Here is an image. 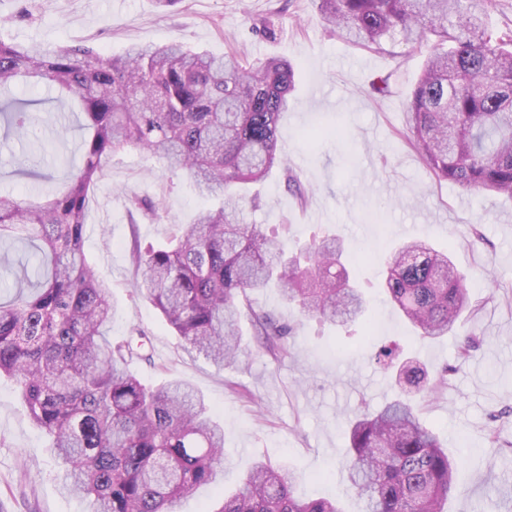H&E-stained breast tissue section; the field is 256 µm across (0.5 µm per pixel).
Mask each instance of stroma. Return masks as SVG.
Returning a JSON list of instances; mask_svg holds the SVG:
<instances>
[{"mask_svg": "<svg viewBox=\"0 0 512 512\" xmlns=\"http://www.w3.org/2000/svg\"><path fill=\"white\" fill-rule=\"evenodd\" d=\"M0 39L84 42L109 55L175 39L215 55L239 52L251 62L277 56L295 68L279 144L301 190L291 191L278 171L243 187L245 197L258 199L245 220L267 231L289 225L292 249L316 232L341 236L359 258L350 276L369 300V339L342 350L346 329L304 317L269 288L251 298L290 327L283 362L254 346L222 368L191 357L151 303L133 294L129 248L135 237L165 242L173 225L189 222L206 200L189 181H168L155 160L129 150L114 158L88 213L84 253L111 283L117 303L110 339L124 338L131 325L144 327L153 361L137 364L140 377L189 381L224 424V481L199 487L181 501L180 512L214 506L260 458L291 467L299 497L335 495L343 512H362L343 478L346 424L394 395L391 374L375 362L384 347L417 359L430 375L451 370L439 395L418 405L421 420L458 462L448 512H512V200L473 196L435 179L409 145L406 104L425 48L396 42L375 53L341 40L322 24L318 0H180L165 10L155 0H0ZM15 94L42 99L40 141L28 151L0 141V161L24 152L46 172L79 166L82 130L59 128L57 105L46 102L43 88L22 85ZM335 118L337 135L306 137V130ZM131 192L149 204L163 202L160 219L130 215L125 196ZM404 224L447 251L469 277L475 309L448 336L420 337L381 287L380 256L403 241ZM464 331L477 338L465 359L458 349ZM492 429L500 436L494 446L486 441ZM50 444L24 412L14 381L0 377V512H87L84 500L61 492Z\"/></svg>", "mask_w": 512, "mask_h": 512, "instance_id": "1", "label": "stroma"}]
</instances>
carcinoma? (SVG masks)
Returning a JSON list of instances; mask_svg holds the SVG:
<instances>
[{
    "label": "carcinoma",
    "instance_id": "cac0c4a2",
    "mask_svg": "<svg viewBox=\"0 0 512 512\" xmlns=\"http://www.w3.org/2000/svg\"><path fill=\"white\" fill-rule=\"evenodd\" d=\"M464 0H319L336 36L381 50L401 40L428 48L423 73L406 108L405 136L438 180L467 192L512 198V30L491 32ZM18 84L41 85L54 101L84 115L82 163L42 174L58 188L41 202L0 195V244L19 240L23 259H0V377L18 385L31 422L51 437L61 461L62 490L87 501L88 512H177L203 485L224 481V424L188 382L160 385L131 370L149 362L147 332L138 325L112 343V288L83 250L91 198L119 154L135 149L162 165L168 179L185 177L218 204L175 224L167 241L134 243L133 291L153 303L184 351L222 366L242 352L244 314L275 361L288 357L290 327L254 308L251 293L274 287L308 317L345 326L366 319L367 301L350 281L342 240L315 235L286 255L278 235L244 220L245 196L235 187L273 169L297 184L278 149L279 119L288 111L295 68L270 57L253 64L232 52L219 57L181 42L132 45L112 56L86 43L52 48L0 40V137L28 136L34 105ZM127 209L146 219L156 206L136 194ZM382 282L390 301L423 338L451 332L469 307V278L448 253L425 240L388 251ZM394 398L348 420V481L363 512H445L457 462L415 411L416 400L445 384L424 385L410 361ZM295 473L259 460L236 489L206 512H342L339 501H303Z\"/></svg>",
    "mask_w": 512,
    "mask_h": 512
}]
</instances>
